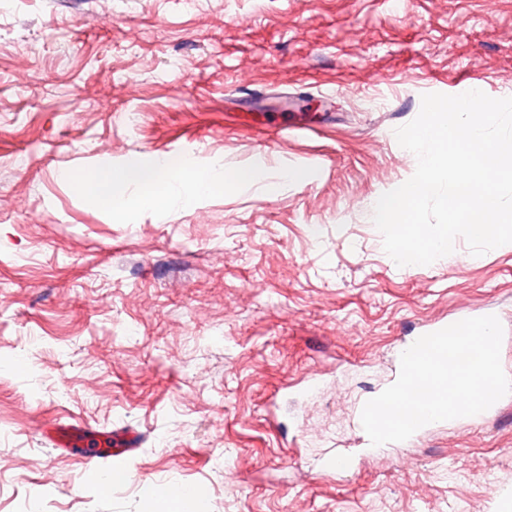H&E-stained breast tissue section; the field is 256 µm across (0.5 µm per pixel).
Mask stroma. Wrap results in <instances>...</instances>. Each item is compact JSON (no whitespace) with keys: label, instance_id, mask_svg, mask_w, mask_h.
<instances>
[{"label":"stroma","instance_id":"stroma-1","mask_svg":"<svg viewBox=\"0 0 512 512\" xmlns=\"http://www.w3.org/2000/svg\"><path fill=\"white\" fill-rule=\"evenodd\" d=\"M470 90L512 97V0H0V512H512V393L355 429L433 324L497 316L512 374V248L400 267L373 223L396 129ZM185 155L258 178L163 213L68 179ZM74 418L134 433L125 484ZM95 432L88 430L81 424H69L57 426L55 432V444L63 448L78 447Z\"/></svg>","mask_w":512,"mask_h":512}]
</instances>
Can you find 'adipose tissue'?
<instances>
[{"mask_svg": "<svg viewBox=\"0 0 512 512\" xmlns=\"http://www.w3.org/2000/svg\"><path fill=\"white\" fill-rule=\"evenodd\" d=\"M74 189L89 195L107 208H114L120 196L129 188H136L141 201L156 211H164L172 204L174 184L191 183L196 192L207 193L223 186V171L211 169L194 172L168 162L151 166H127L119 170L109 168L71 176Z\"/></svg>", "mask_w": 512, "mask_h": 512, "instance_id": "1", "label": "adipose tissue"}]
</instances>
